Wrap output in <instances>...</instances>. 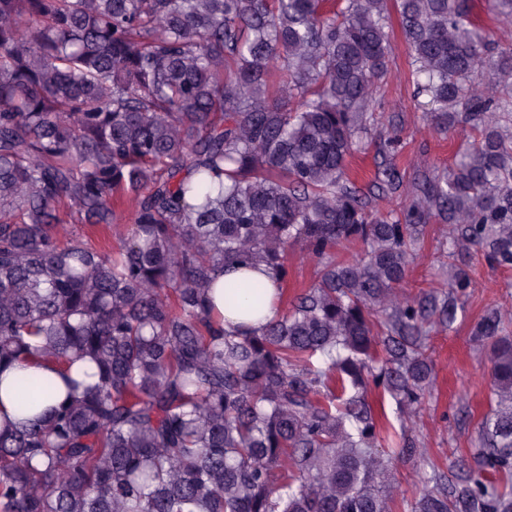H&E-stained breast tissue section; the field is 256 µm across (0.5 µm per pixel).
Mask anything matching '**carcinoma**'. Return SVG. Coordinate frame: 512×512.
Segmentation results:
<instances>
[{
  "label": "carcinoma",
  "instance_id": "1",
  "mask_svg": "<svg viewBox=\"0 0 512 512\" xmlns=\"http://www.w3.org/2000/svg\"><path fill=\"white\" fill-rule=\"evenodd\" d=\"M408 46L418 109L473 141L411 203L369 206L349 158L394 156L369 112ZM469 0H0V512H397L384 407L401 428L433 382L428 333L452 328L473 255L512 269V44L490 48ZM402 182L388 164L375 184ZM133 224L111 245L91 229ZM448 224V290L399 291L421 225ZM359 243L360 256H339ZM316 261L284 301L288 251ZM278 285L257 331L224 327L215 275ZM258 280L224 309L262 312ZM491 343L479 469L422 459L411 512H512V314ZM69 397L39 411L55 392Z\"/></svg>",
  "mask_w": 512,
  "mask_h": 512
}]
</instances>
